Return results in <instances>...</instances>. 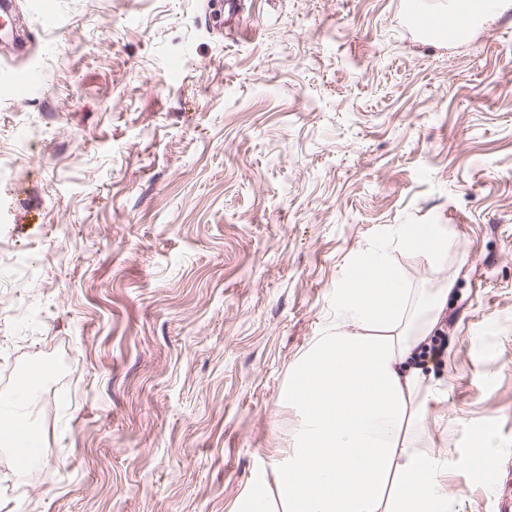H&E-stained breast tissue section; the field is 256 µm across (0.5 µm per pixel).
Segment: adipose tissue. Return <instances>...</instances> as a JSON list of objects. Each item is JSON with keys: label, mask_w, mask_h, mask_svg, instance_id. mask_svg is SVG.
Segmentation results:
<instances>
[{"label": "adipose tissue", "mask_w": 512, "mask_h": 512, "mask_svg": "<svg viewBox=\"0 0 512 512\" xmlns=\"http://www.w3.org/2000/svg\"><path fill=\"white\" fill-rule=\"evenodd\" d=\"M398 239L435 264L451 245L444 224H406ZM451 289L408 287L381 250L351 266L336 291L335 326L293 365L284 392L299 423L274 471L282 512H448L424 445L443 391L409 359Z\"/></svg>", "instance_id": "ef3b65f1"}]
</instances>
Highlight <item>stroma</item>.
Segmentation results:
<instances>
[{
    "label": "stroma",
    "mask_w": 512,
    "mask_h": 512,
    "mask_svg": "<svg viewBox=\"0 0 512 512\" xmlns=\"http://www.w3.org/2000/svg\"><path fill=\"white\" fill-rule=\"evenodd\" d=\"M13 0L0 66V398L36 379L32 481L0 448L9 512H237L272 483L293 364L336 288L403 224H444L453 281L422 365L448 512L512 483V0L468 38L404 0ZM56 12L59 29L44 25ZM250 30L235 42L228 24ZM40 72L37 67L23 71L3 70L0 73L1 82L8 83L16 88H26L37 82Z\"/></svg>",
    "instance_id": "obj_1"
}]
</instances>
